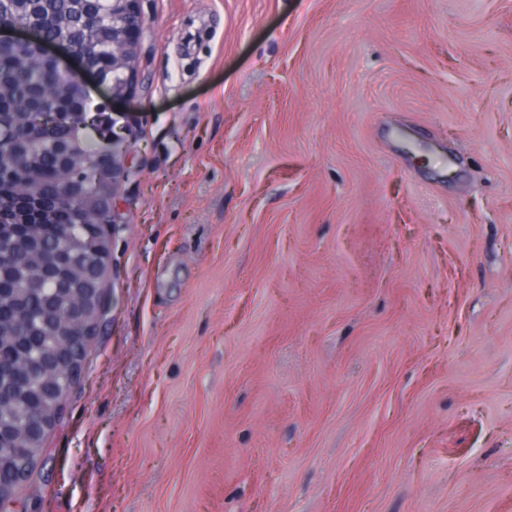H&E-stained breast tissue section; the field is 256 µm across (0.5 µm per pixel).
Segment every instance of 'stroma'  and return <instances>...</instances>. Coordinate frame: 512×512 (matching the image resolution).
Listing matches in <instances>:
<instances>
[{
    "instance_id": "stroma-1",
    "label": "stroma",
    "mask_w": 512,
    "mask_h": 512,
    "mask_svg": "<svg viewBox=\"0 0 512 512\" xmlns=\"http://www.w3.org/2000/svg\"><path fill=\"white\" fill-rule=\"evenodd\" d=\"M105 286L30 512H512V0H140Z\"/></svg>"
}]
</instances>
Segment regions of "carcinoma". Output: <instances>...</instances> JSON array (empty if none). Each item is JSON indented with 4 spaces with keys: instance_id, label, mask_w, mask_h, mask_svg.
Returning <instances> with one entry per match:
<instances>
[{
    "instance_id": "carcinoma-1",
    "label": "carcinoma",
    "mask_w": 512,
    "mask_h": 512,
    "mask_svg": "<svg viewBox=\"0 0 512 512\" xmlns=\"http://www.w3.org/2000/svg\"><path fill=\"white\" fill-rule=\"evenodd\" d=\"M77 13L70 0H10L0 22L36 28L45 38L67 36L86 63L123 83L112 71V0H83ZM91 103L74 77H64L31 45L0 50V121L16 124L36 139L33 153L18 156L0 147V245L12 260L0 264V367L8 371L37 353L77 338L81 323L70 318L75 302H91L86 288L108 256L99 231L101 211L112 198V169L99 158L108 147L82 138ZM68 144L63 164L59 144ZM88 179H77L81 172ZM40 197L53 209L54 227L38 225L18 207L24 197ZM60 393L43 394L37 382L12 383V399L0 404V430L12 448L0 457V493L15 494L13 475L23 461L42 453L45 439L32 443L18 431L31 413L51 416Z\"/></svg>"
}]
</instances>
